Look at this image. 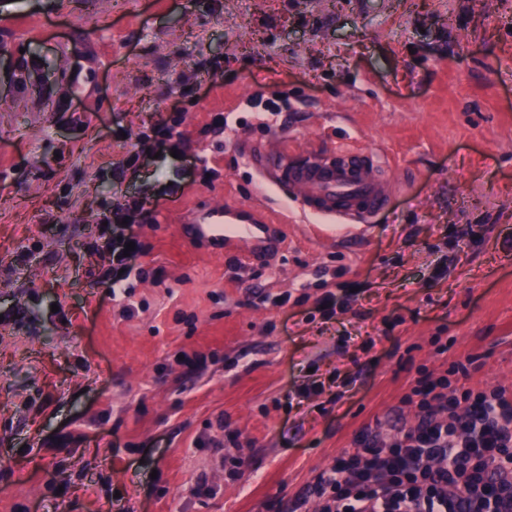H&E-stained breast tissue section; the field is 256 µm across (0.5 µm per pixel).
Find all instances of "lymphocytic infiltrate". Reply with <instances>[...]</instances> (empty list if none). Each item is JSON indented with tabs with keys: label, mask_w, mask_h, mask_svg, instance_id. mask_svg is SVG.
Segmentation results:
<instances>
[{
	"label": "lymphocytic infiltrate",
	"mask_w": 512,
	"mask_h": 512,
	"mask_svg": "<svg viewBox=\"0 0 512 512\" xmlns=\"http://www.w3.org/2000/svg\"><path fill=\"white\" fill-rule=\"evenodd\" d=\"M459 371L420 374L415 425L365 435L319 474L318 512H512V390L451 384Z\"/></svg>",
	"instance_id": "lymphocytic-infiltrate-1"
}]
</instances>
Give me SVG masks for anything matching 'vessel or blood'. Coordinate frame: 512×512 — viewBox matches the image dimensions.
Instances as JSON below:
<instances>
[{"mask_svg": "<svg viewBox=\"0 0 512 512\" xmlns=\"http://www.w3.org/2000/svg\"><path fill=\"white\" fill-rule=\"evenodd\" d=\"M249 161L256 166L262 188L296 202L302 222L326 228L363 232L393 192V183L375 157L362 150L336 148L308 151L291 158L278 146H265ZM279 221L267 223L254 206L227 205L196 216L187 225L193 241L218 247L245 245V258L280 249L287 236V209Z\"/></svg>", "mask_w": 512, "mask_h": 512, "instance_id": "1", "label": "vessel or blood"}]
</instances>
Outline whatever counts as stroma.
I'll return each instance as SVG.
<instances>
[{
    "mask_svg": "<svg viewBox=\"0 0 512 512\" xmlns=\"http://www.w3.org/2000/svg\"><path fill=\"white\" fill-rule=\"evenodd\" d=\"M274 140L399 189L362 236L189 241ZM457 362L512 387V0H0V512H291ZM128 242H134V251L127 252L129 253V256H123V249H125V244H127ZM120 245L121 247L118 250L116 265L114 264L113 260L112 272L108 271L100 281V284L103 285L105 288H108L113 296L116 295V288L119 285V283L124 278H127L131 270L133 269V266L131 264L132 260L137 258L143 252L142 244L138 240L137 236L134 235L133 233H130L129 235L123 237L121 239ZM120 269H124V272L121 273V275H118Z\"/></svg>",
    "mask_w": 512,
    "mask_h": 512,
    "instance_id": "1",
    "label": "stroma"
}]
</instances>
